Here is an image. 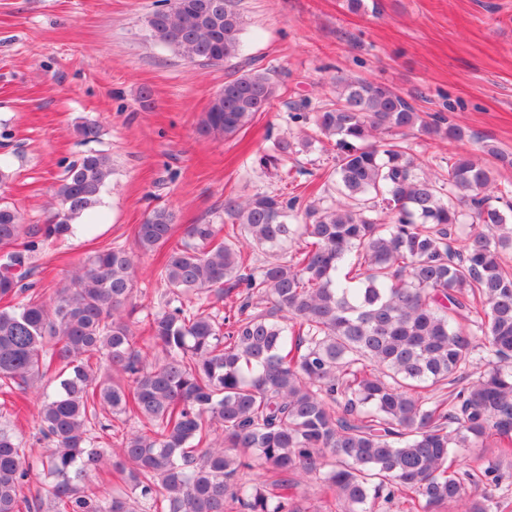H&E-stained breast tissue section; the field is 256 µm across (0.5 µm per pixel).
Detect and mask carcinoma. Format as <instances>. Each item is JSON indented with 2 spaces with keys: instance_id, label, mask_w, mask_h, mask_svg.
I'll list each match as a JSON object with an SVG mask.
<instances>
[{
  "instance_id": "cac0c4a2",
  "label": "carcinoma",
  "mask_w": 512,
  "mask_h": 512,
  "mask_svg": "<svg viewBox=\"0 0 512 512\" xmlns=\"http://www.w3.org/2000/svg\"><path fill=\"white\" fill-rule=\"evenodd\" d=\"M144 25L184 60L221 64L239 55L244 19L235 0H171ZM277 97L252 69L224 82L198 130L231 139ZM314 122L335 142L338 199L225 198L227 231L190 224L166 252L164 307L138 340L137 257L170 242L175 213L153 209L134 248L87 255L46 295L26 281L33 258L100 203L112 159L68 163L41 226L0 200V262L20 266L0 270V298L19 299L0 307V395L37 394L50 444L35 455L0 423V512H307L299 477L326 466L323 498L347 512L398 494L409 512H492V493L467 492L453 454L493 435L512 454V220L489 194L512 189L481 155L456 153L443 175L414 154L411 135L470 134L387 84L336 77ZM75 133L93 142L99 127ZM307 147L280 138L255 164L286 182L283 161ZM254 248L271 259L255 263ZM237 288L244 298L222 318L186 299ZM477 338L483 372L441 395L472 366ZM255 467L278 479L240 478ZM93 471L128 491L98 492ZM33 473L50 480L44 500L24 493Z\"/></svg>"
}]
</instances>
